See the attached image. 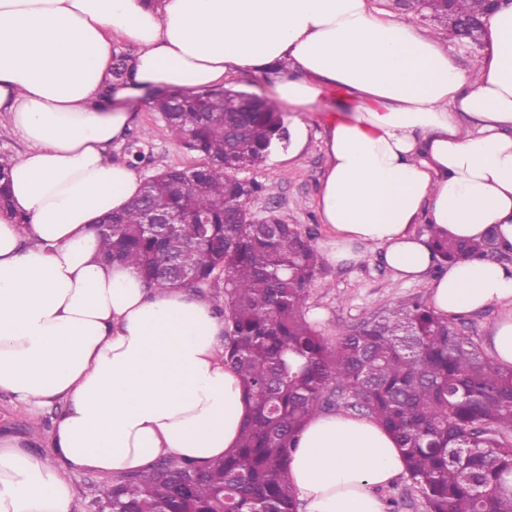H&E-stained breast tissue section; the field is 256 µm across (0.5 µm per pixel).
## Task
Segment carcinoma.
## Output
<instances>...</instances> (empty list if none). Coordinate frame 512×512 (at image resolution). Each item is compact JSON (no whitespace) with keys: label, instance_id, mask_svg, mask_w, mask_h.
Listing matches in <instances>:
<instances>
[{"label":"carcinoma","instance_id":"obj_1","mask_svg":"<svg viewBox=\"0 0 512 512\" xmlns=\"http://www.w3.org/2000/svg\"><path fill=\"white\" fill-rule=\"evenodd\" d=\"M421 13L446 17L448 37L462 39L452 16H483L489 0H407ZM175 140L201 155L194 168H168L147 178L148 202L176 216L163 231L145 224L139 203L94 227L103 259L137 270L149 288L194 290L216 277L224 316V358L240 375L250 402L237 448L203 470L172 459L149 474L127 475L102 512H299L288 478L294 438L320 411L344 407L367 414L397 438L407 479L427 512H512V368L487 356L453 317L406 299L342 330L331 342L306 318L309 288L323 267L310 231L275 211L262 226L248 222L252 193L241 168L258 167L287 141L279 107L227 89L192 92L173 106L151 101ZM8 160L0 159V209L9 206ZM206 218L207 223L197 220ZM440 264L511 248L495 231L480 242L451 239L425 225ZM193 281L163 277L165 256Z\"/></svg>","mask_w":512,"mask_h":512}]
</instances>
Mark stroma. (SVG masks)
I'll return each instance as SVG.
<instances>
[{
    "label": "stroma",
    "instance_id": "35a3bbf8",
    "mask_svg": "<svg viewBox=\"0 0 512 512\" xmlns=\"http://www.w3.org/2000/svg\"><path fill=\"white\" fill-rule=\"evenodd\" d=\"M322 106L319 112L285 114L286 119L296 118L308 126V141L298 157L266 162L244 171L243 176L260 186L250 203L255 215L276 211L288 223L312 231L318 251L324 253L329 249L330 236L314 205L326 163L322 121L325 112H349L354 105L346 100L344 90L333 88ZM126 107L136 113L137 122L123 141L113 145V159L129 163L144 177L169 167L192 168L200 164L199 155L173 139L162 115L152 110L148 100L133 98ZM361 253V259L350 264L325 262L309 289L307 311L314 316L317 330L328 338H335L339 330L399 301L430 299L429 279L406 283L383 263L379 248L365 247ZM64 407V402L56 401L33 417L22 411L8 393L0 391V431L36 437L38 453L50 454L51 431Z\"/></svg>",
    "mask_w": 512,
    "mask_h": 512
}]
</instances>
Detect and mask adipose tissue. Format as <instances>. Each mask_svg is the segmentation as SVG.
Returning a JSON list of instances; mask_svg holds the SVG:
<instances>
[{
    "label": "adipose tissue",
    "instance_id": "adipose-tissue-1",
    "mask_svg": "<svg viewBox=\"0 0 512 512\" xmlns=\"http://www.w3.org/2000/svg\"><path fill=\"white\" fill-rule=\"evenodd\" d=\"M124 43L135 52L116 83ZM249 74L271 75V99L298 112L336 87L355 104L323 124L315 207L331 260L375 245L399 278L433 275L437 313L500 307L489 346L512 365V265L468 259L437 273L416 231L479 240L494 225L512 244V0L487 17L470 70L373 0H0V115L28 144L0 211V390L32 415L67 404L51 456L0 436V512H73L77 471L208 466L236 448L249 403L214 301L102 263L90 226L141 185L107 154L135 121L126 98ZM404 469L394 435L346 410L310 418L288 463L302 512H384L377 491Z\"/></svg>",
    "mask_w": 512,
    "mask_h": 512
}]
</instances>
